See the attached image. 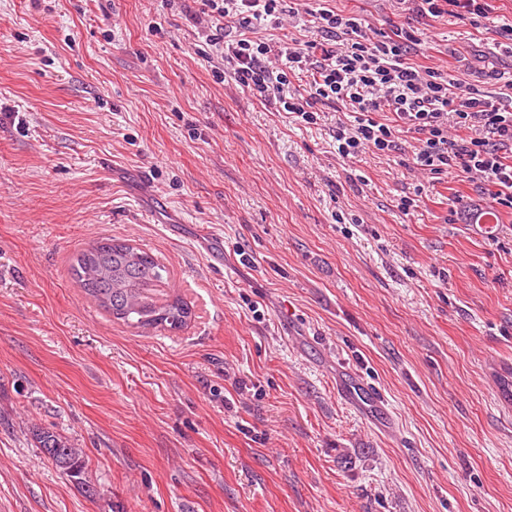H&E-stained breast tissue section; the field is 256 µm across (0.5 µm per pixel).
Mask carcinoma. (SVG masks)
Here are the masks:
<instances>
[{"mask_svg": "<svg viewBox=\"0 0 512 512\" xmlns=\"http://www.w3.org/2000/svg\"><path fill=\"white\" fill-rule=\"evenodd\" d=\"M74 279L101 309L136 328L181 329L192 320V306L179 296L159 302L152 289L165 283V267L131 244L103 239L82 250L71 266ZM37 447L72 482L85 485L82 449L54 431L36 434Z\"/></svg>", "mask_w": 512, "mask_h": 512, "instance_id": "1", "label": "carcinoma"}]
</instances>
